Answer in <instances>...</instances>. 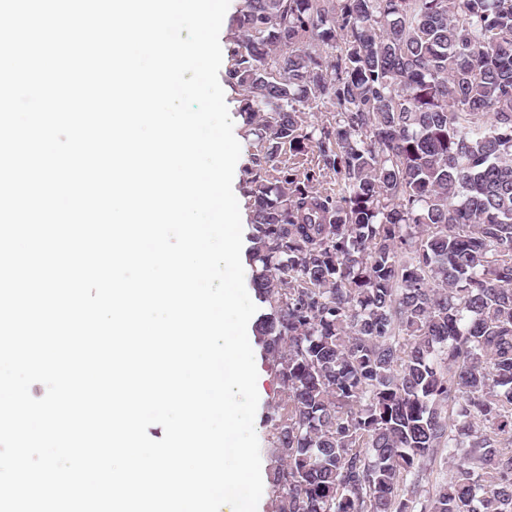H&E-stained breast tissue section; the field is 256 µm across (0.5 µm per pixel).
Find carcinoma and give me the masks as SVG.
Instances as JSON below:
<instances>
[{
    "label": "carcinoma",
    "mask_w": 512,
    "mask_h": 512,
    "mask_svg": "<svg viewBox=\"0 0 512 512\" xmlns=\"http://www.w3.org/2000/svg\"><path fill=\"white\" fill-rule=\"evenodd\" d=\"M235 22L283 386L267 512H512V0H243ZM322 104L334 126L304 130ZM285 146L314 164L279 168ZM441 449L459 465L424 490Z\"/></svg>",
    "instance_id": "1"
}]
</instances>
